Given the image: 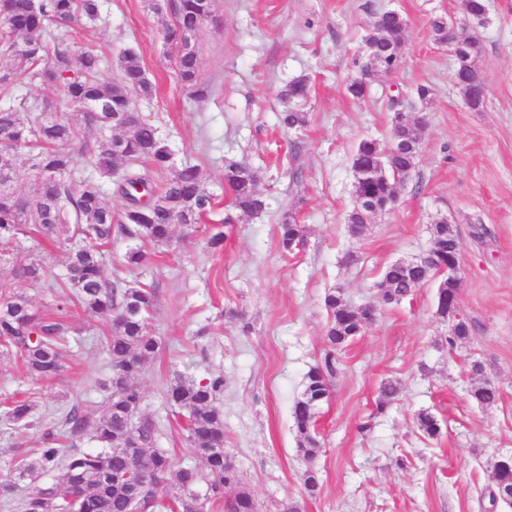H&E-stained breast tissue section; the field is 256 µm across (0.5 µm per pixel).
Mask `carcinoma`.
<instances>
[{"instance_id":"obj_1","label":"carcinoma","mask_w":512,"mask_h":512,"mask_svg":"<svg viewBox=\"0 0 512 512\" xmlns=\"http://www.w3.org/2000/svg\"><path fill=\"white\" fill-rule=\"evenodd\" d=\"M214 0H150L156 15L170 21L162 31L175 54L178 75L195 99H205L211 88L198 81V40L213 13ZM101 0H0V277L25 287L41 281L42 267L36 262L17 263L12 255L20 249L19 236L54 240L60 229L75 226L80 243L71 248L68 276L63 287L73 292L57 296L50 313L36 309L27 295L12 288L0 289V346L17 356L28 375L53 380L62 371L60 346L76 329L68 321L70 303L78 301L86 313L110 316L111 330L105 336L107 392L104 410L95 418L77 408L60 419L59 426L46 428L44 447L36 459L22 462L17 479L34 484L22 500V512H130L135 494L125 475L138 470L161 484L156 509L171 512H203L200 487L209 496L221 494L227 486L237 487L228 512H258V504L244 485L232 457L224 452V412L219 396L224 378L204 383L175 379L166 390L172 412L182 419L190 448L204 469L178 467L157 447V425L139 417L144 394L135 384L146 364L154 359L160 342L152 333L155 293L143 288H119L108 282L102 270L100 248L113 236L165 245L175 224H197L209 213L213 197L203 187L199 169L193 164L174 163L171 149L158 127L144 119L132 95L147 98L152 84L137 54L126 50L119 58L120 77L112 80L101 57L77 44L64 45L77 24L99 20ZM465 16L475 21L486 17L487 0H463ZM436 42L448 46L464 44L465 56L456 65L459 83L478 73L481 47L477 33L463 34L452 19L432 22ZM407 21L398 12H383L372 25L365 43L376 47L377 60L372 77L354 78L347 85L355 99L369 95L371 86L383 82L401 63ZM22 81L58 86L67 101L80 111L83 123L95 127L100 136L88 143L79 139L71 118L59 111L50 98L12 97L10 91ZM310 92L305 76L292 79L281 99L291 107L280 113L288 130L306 123L305 113L292 106L303 102ZM394 123L385 144L361 141L352 158L354 204L347 216L351 237H361L372 208L391 210L397 186L412 178L421 152L416 126L403 111L400 96L388 97ZM125 130L123 135L112 131ZM30 162V177L18 181L16 163L20 155ZM84 161L100 175L116 179L117 191L126 201L124 212L114 217L99 185L92 180L78 184L71 179L77 161ZM384 161V169L378 162ZM224 189L232 209L253 214L266 208L257 191L256 171L230 162L224 165ZM305 227L287 216L279 224V238L287 252L302 244ZM431 238L436 245L433 263L414 270L393 264L386 267L381 289L389 305L414 295L438 268L448 264V251L459 245L448 219L434 222ZM331 321L326 337L330 350L324 364L309 369L301 396L294 402L292 419L298 446L308 466L303 486L314 493L320 476L313 461L321 450L311 430L313 416L329 395V377L335 354L361 335L370 320L367 313L336 292L325 297ZM472 397L489 407L500 398L498 388L476 386ZM34 408L27 397L4 404L3 416L10 423L29 426ZM418 429L428 437L440 434L435 416L421 413ZM89 435L98 448H74L63 455L60 441ZM58 471L54 482L42 476Z\"/></svg>"}]
</instances>
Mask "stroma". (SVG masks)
<instances>
[{"instance_id":"stroma-1","label":"stroma","mask_w":512,"mask_h":512,"mask_svg":"<svg viewBox=\"0 0 512 512\" xmlns=\"http://www.w3.org/2000/svg\"><path fill=\"white\" fill-rule=\"evenodd\" d=\"M103 2L96 24L70 41L92 49L114 74L125 50L139 55L156 94L137 101L138 111L168 139L176 162L198 165L216 199L197 229L178 224L170 245L143 244L140 267H126L125 238L103 248L105 279L156 294L161 346L137 384L142 417L162 430L159 448L177 465L199 466L165 390L179 376H220L224 449L260 512H281L291 500L302 512H512L488 499L494 462L512 454V0H489V21L478 30L486 97L477 109L455 84V60L430 26L439 17L464 21L462 0H215V19L199 41V79L212 88L203 101L181 84L147 0ZM391 9L408 23L401 65L384 86L353 99L346 85L360 74L364 37ZM298 76L310 81L306 124L287 131L280 93ZM421 85L431 90L422 102ZM398 92L425 119L418 165L399 186L396 208L375 215L354 239L346 232L352 156L362 140L387 141V97ZM230 161L259 172L263 212L233 213L224 191ZM288 214L305 227L303 246L290 253L278 236ZM442 217L458 234L461 305L471 325L470 340L452 349L448 324L435 313V283L392 305L375 288L391 262L432 249L429 227ZM218 231L224 248L215 251L207 239ZM31 256L43 281L25 293L44 311L65 278L68 243L24 240L17 259ZM332 291L375 305L378 319L343 350L318 409L321 488L311 497L291 413L306 373L328 351L324 298ZM69 315L80 334L61 348L58 379L33 380L0 352V401L26 391L38 416L27 428L0 417V485L16 483V465L35 457L45 424L73 406L97 415L106 404L100 338L110 321L75 304ZM475 361L501 390L493 407L469 396ZM389 383L398 391L380 415L376 404ZM422 412L440 420L438 437L419 431ZM16 485L0 494V512H19L27 486Z\"/></svg>"}]
</instances>
